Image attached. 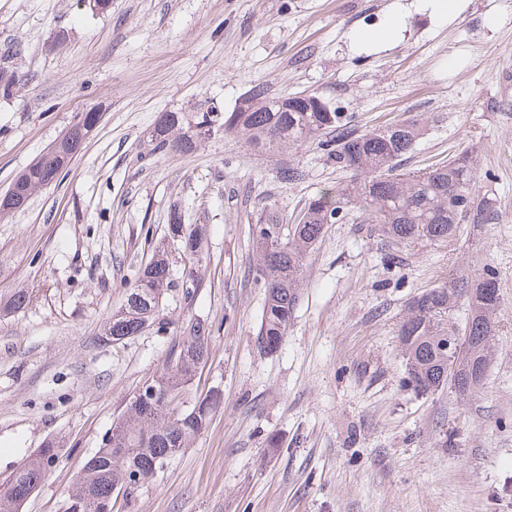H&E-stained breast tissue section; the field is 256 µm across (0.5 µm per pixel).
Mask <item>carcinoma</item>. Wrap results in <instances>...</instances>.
Here are the masks:
<instances>
[{"instance_id": "obj_1", "label": "carcinoma", "mask_w": 512, "mask_h": 512, "mask_svg": "<svg viewBox=\"0 0 512 512\" xmlns=\"http://www.w3.org/2000/svg\"><path fill=\"white\" fill-rule=\"evenodd\" d=\"M250 92L245 112L206 111L193 119L183 112H166L164 123L154 126L150 142L155 153H188L199 129L208 133L222 129L264 149L316 141L329 160L353 172L350 182L309 200L291 225L287 242L281 241L282 221L272 210L263 212L252 225V248L265 288L260 336L267 351L278 348L288 332L306 254L314 249L324 226L333 223L340 212L355 210L366 215L382 236L396 242L445 241L456 234L459 224H487L498 214L494 199L475 194L476 168L466 151L427 169L399 172L402 157L414 151L424 134V128L414 121H397L360 133L350 118L334 108L301 112L291 96H272L262 83ZM66 168L59 159L44 156L28 168L25 181L16 189L28 201L41 184L50 177L59 178ZM169 231L182 235L185 244L202 240L206 225L183 224L173 212ZM171 284L169 264L159 250L129 286L125 304L106 319L102 335L114 342L137 335L145 322L156 320L159 297ZM463 295L470 307L464 331L470 336L472 355L489 361L499 293L495 273L486 269L474 279L430 288L412 301L398 336L413 390L428 393L449 385L444 345L448 324L443 317ZM208 335L204 320L196 319L185 327L174 360L154 380L161 398L147 413L130 403L112 429V438L105 440L77 476L67 512H112V495L126 483L129 472H135L140 483L153 479L170 457L206 428L220 405L218 393L181 414L170 411L169 404L206 362ZM49 469V458L42 452L31 455L3 486L0 512H19Z\"/></svg>"}]
</instances>
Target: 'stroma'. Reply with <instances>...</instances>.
I'll list each match as a JSON object with an SVG mask.
<instances>
[{
    "label": "stroma",
    "mask_w": 512,
    "mask_h": 512,
    "mask_svg": "<svg viewBox=\"0 0 512 512\" xmlns=\"http://www.w3.org/2000/svg\"><path fill=\"white\" fill-rule=\"evenodd\" d=\"M395 11L394 44L352 41ZM1 57L18 83L0 95V192L78 114H102L58 180L0 217V300L31 295L0 312V483L61 442L22 512H67L87 459L194 319L210 325L209 355L174 407L213 389L222 404L112 512H512V0H461L445 17L416 0H112L102 12L0 0ZM257 83L322 97L361 132L419 120L403 169L468 151L497 220L412 244L355 212L326 225L288 332L264 351L250 226L268 209L291 225L350 172L314 143L260 150L217 132L181 154L150 142L162 113L229 112ZM175 208L207 227L196 266L170 238ZM160 247L173 286L159 324L100 342ZM486 267L500 306L483 384L464 399L416 393L398 336L409 302Z\"/></svg>",
    "instance_id": "obj_1"
}]
</instances>
